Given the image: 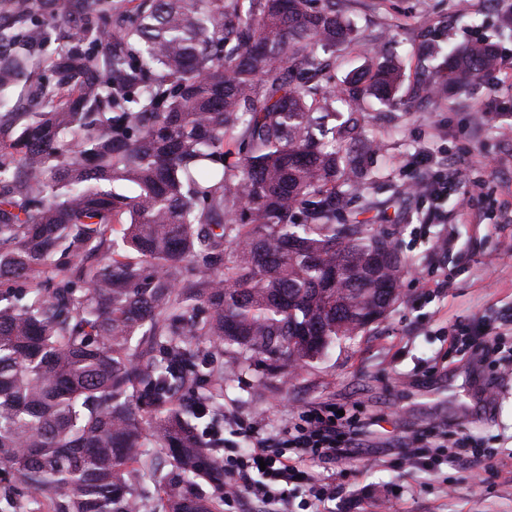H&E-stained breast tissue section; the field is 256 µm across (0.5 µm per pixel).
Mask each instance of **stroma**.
<instances>
[{
    "label": "stroma",
    "mask_w": 512,
    "mask_h": 512,
    "mask_svg": "<svg viewBox=\"0 0 512 512\" xmlns=\"http://www.w3.org/2000/svg\"><path fill=\"white\" fill-rule=\"evenodd\" d=\"M336 10L355 39L326 54L314 80L330 111H350L341 91L352 71L383 57L406 69L403 106H363L375 145L364 158L372 180L348 210L394 234L413 266L397 304L367 333L336 342L284 378L270 376L265 362L225 374L223 419L206 416L197 426L220 448L240 452L251 432L279 435L290 409L353 405L377 418L373 432L348 457L304 464L328 478L335 497L315 503L298 482L288 512H389L390 502V512H512V377L483 403L468 387L465 356L448 339L475 320L512 313V79L496 72L443 97L419 92L447 71L443 58L422 55L425 39L446 46L485 39L512 61V30L500 22L512 0H336ZM449 167L457 175L444 188L406 193L407 184L437 180ZM445 236L448 247H438ZM434 431L481 444V481L444 448L430 469L410 466V438Z\"/></svg>",
    "instance_id": "35a3bbf8"
}]
</instances>
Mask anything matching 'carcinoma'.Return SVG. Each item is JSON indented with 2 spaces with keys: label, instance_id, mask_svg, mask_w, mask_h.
<instances>
[{
  "label": "carcinoma",
  "instance_id": "carcinoma-1",
  "mask_svg": "<svg viewBox=\"0 0 512 512\" xmlns=\"http://www.w3.org/2000/svg\"><path fill=\"white\" fill-rule=\"evenodd\" d=\"M47 2L0 9L5 500L146 512L153 448L175 470L157 481L164 512H223L224 460L193 420L222 417L224 370L191 363L194 346L224 344L232 373L305 365L365 333L411 268L393 239L372 269L382 233L336 222L373 142L364 112L328 127L310 78L352 31L335 0ZM500 64L477 40L423 91H464ZM402 84L386 59L346 92L394 105Z\"/></svg>",
  "mask_w": 512,
  "mask_h": 512
}]
</instances>
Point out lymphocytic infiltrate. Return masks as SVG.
Listing matches in <instances>:
<instances>
[{"instance_id": "lymphocytic-infiltrate-1", "label": "lymphocytic infiltrate", "mask_w": 512, "mask_h": 512, "mask_svg": "<svg viewBox=\"0 0 512 512\" xmlns=\"http://www.w3.org/2000/svg\"><path fill=\"white\" fill-rule=\"evenodd\" d=\"M358 413L355 407L344 415L333 405L315 407L304 411L302 423L288 425L281 439L253 435L245 452L224 465L228 486L261 502L268 512H281L296 475L283 447L294 448L301 459L350 455L356 435L347 426L356 422Z\"/></svg>"}]
</instances>
